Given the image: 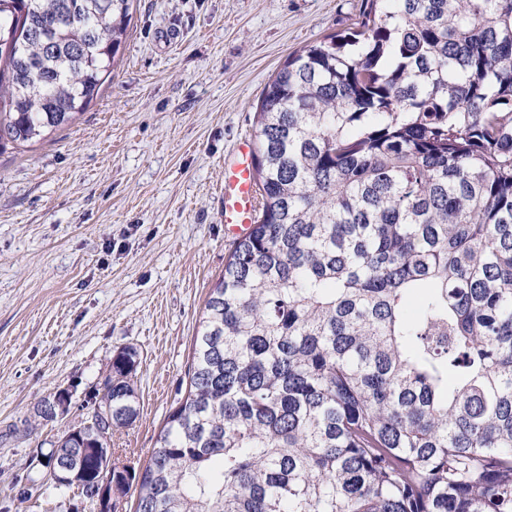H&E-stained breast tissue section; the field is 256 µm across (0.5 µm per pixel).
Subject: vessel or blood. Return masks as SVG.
<instances>
[{
    "mask_svg": "<svg viewBox=\"0 0 512 512\" xmlns=\"http://www.w3.org/2000/svg\"><path fill=\"white\" fill-rule=\"evenodd\" d=\"M253 144L240 139L232 160L224 164V224L228 236L247 230L256 217L257 188L252 172Z\"/></svg>",
    "mask_w": 512,
    "mask_h": 512,
    "instance_id": "vessel-or-blood-1",
    "label": "vessel or blood"
}]
</instances>
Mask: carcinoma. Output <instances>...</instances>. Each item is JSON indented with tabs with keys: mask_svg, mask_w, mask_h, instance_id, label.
<instances>
[{
	"mask_svg": "<svg viewBox=\"0 0 512 512\" xmlns=\"http://www.w3.org/2000/svg\"><path fill=\"white\" fill-rule=\"evenodd\" d=\"M133 3L0 0V155L99 95ZM253 127L257 221L149 462L102 471L140 413L126 346L91 400L112 427L54 490L91 512L100 479L135 512H512V0H361Z\"/></svg>",
	"mask_w": 512,
	"mask_h": 512,
	"instance_id": "cac0c4a2",
	"label": "carcinoma"
}]
</instances>
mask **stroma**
I'll return each mask as SVG.
<instances>
[{"label": "stroma", "mask_w": 512, "mask_h": 512, "mask_svg": "<svg viewBox=\"0 0 512 512\" xmlns=\"http://www.w3.org/2000/svg\"><path fill=\"white\" fill-rule=\"evenodd\" d=\"M361 0H135L112 79L74 124L0 155V512H77L42 464L136 347L140 415L112 437L142 467L184 397L205 300L233 241L224 161L288 55L352 27ZM68 390L66 413L35 422Z\"/></svg>", "instance_id": "1"}]
</instances>
